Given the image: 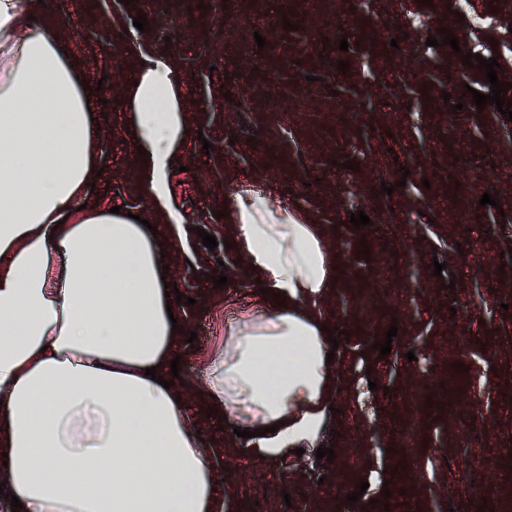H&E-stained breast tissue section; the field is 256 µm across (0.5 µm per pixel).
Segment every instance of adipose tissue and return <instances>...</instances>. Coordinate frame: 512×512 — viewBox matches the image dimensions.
<instances>
[{
  "label": "adipose tissue",
  "mask_w": 512,
  "mask_h": 512,
  "mask_svg": "<svg viewBox=\"0 0 512 512\" xmlns=\"http://www.w3.org/2000/svg\"><path fill=\"white\" fill-rule=\"evenodd\" d=\"M33 0H0V472L21 512H224L214 443L164 387L183 334L166 311L162 251L185 247L167 176L188 135L174 66H141L125 102L142 194L167 219L153 237L126 214L85 206L97 127L55 30ZM227 220L268 293L281 297L226 330L209 358L206 403L249 429L258 454L306 447L335 390L326 318L334 284L317 225L265 196ZM155 376H146V368Z\"/></svg>",
  "instance_id": "obj_1"
}]
</instances>
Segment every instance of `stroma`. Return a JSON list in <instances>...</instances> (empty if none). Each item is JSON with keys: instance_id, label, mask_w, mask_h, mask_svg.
<instances>
[{"instance_id": "35a3bbf8", "label": "stroma", "mask_w": 512, "mask_h": 512, "mask_svg": "<svg viewBox=\"0 0 512 512\" xmlns=\"http://www.w3.org/2000/svg\"><path fill=\"white\" fill-rule=\"evenodd\" d=\"M474 7L476 25L459 18L458 0L38 7L94 102L102 173L88 205L123 207L160 233L124 94L147 56L170 59L181 76L189 131L167 190L191 233L165 262L184 296L176 314L197 335L180 357L190 424L224 444L214 458L224 512H512V121L493 105L476 108L473 92L491 85L461 60L497 59L512 99V0ZM142 12L144 32L133 24ZM218 22L235 41L216 35ZM443 29L458 47L427 45ZM249 192L318 225L337 278L316 302L339 331L335 412L300 456L262 459L233 421L207 415L202 396L228 324L274 302L221 217ZM486 193L495 205H481ZM359 210L370 222L357 228ZM219 264L220 289L211 278ZM392 327L391 352L380 356L374 344ZM320 447L333 460L317 459ZM360 482L366 492L347 502Z\"/></svg>"}]
</instances>
